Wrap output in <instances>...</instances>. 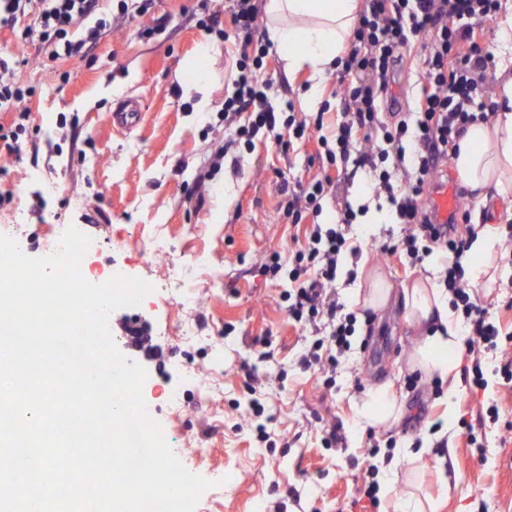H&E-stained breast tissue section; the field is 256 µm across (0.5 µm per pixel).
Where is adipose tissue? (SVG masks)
I'll list each match as a JSON object with an SVG mask.
<instances>
[{"label":"adipose tissue","instance_id":"obj_1","mask_svg":"<svg viewBox=\"0 0 512 512\" xmlns=\"http://www.w3.org/2000/svg\"><path fill=\"white\" fill-rule=\"evenodd\" d=\"M263 10L269 37L287 72L304 68L320 75L333 68L361 10L360 0H266ZM488 121L470 125L460 142L454 167L460 179L478 195L496 189L501 199L512 197V73H500ZM408 322L420 329L410 356L412 368L427 374L453 376L463 338L448 306L445 289L430 280L416 281L404 291ZM358 423L379 426L397 420L401 408L389 388L367 391L354 405Z\"/></svg>","mask_w":512,"mask_h":512}]
</instances>
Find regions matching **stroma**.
<instances>
[{
	"mask_svg": "<svg viewBox=\"0 0 512 512\" xmlns=\"http://www.w3.org/2000/svg\"><path fill=\"white\" fill-rule=\"evenodd\" d=\"M231 0H157L146 14L113 13L112 27L83 61L51 62L37 44L19 43L0 28L1 74L30 87L35 139H22L13 154L0 153V192L13 200L0 206V234L15 239L32 257L48 255L58 224H77L99 242L85 261L87 279L97 283L113 268L151 283L154 290L136 306L109 318L119 350L148 372L143 395L167 443L193 474L212 481L196 512H393L397 491L390 466L414 456L422 491L435 492L437 461L448 460L457 488L439 512H512V388L485 359V389L460 375L457 388L439 376H421L416 386L409 357L418 333L405 317L404 289L422 277L438 280L445 256L433 249L422 264L407 265L381 254L384 242L400 239L404 227L389 208H370L350 237L355 253L343 270L354 284L338 286L346 311L362 312L356 290L372 275L391 289L388 303L359 326L352 349L326 389L321 374L303 370L298 359L311 329L288 319L287 281L261 273L270 253L285 251L303 236L304 226L283 220L278 188L283 180L308 181L324 175L326 160L314 159V140L283 149L273 140L255 141L240 161L216 159L234 136L225 126L222 104L237 74L232 43L207 34L209 15L230 19ZM152 35H143V28ZM203 64L206 76L194 88L191 72ZM69 82H62L63 72ZM273 84L277 104H292L298 117L312 113L303 98L317 84L319 100L338 111L335 72L311 81L307 72L286 73L276 53L261 71ZM140 102L137 127L118 130L112 114ZM214 175L201 197L190 191L198 174ZM367 177L340 181L323 199L320 223L334 220L345 204L366 203ZM470 221L487 224L499 239L512 225V208L496 197L466 194ZM161 235L170 263L158 262L148 238ZM507 270L493 288L476 289L478 304L492 320L512 325V251L501 248ZM271 336L275 357L259 361L255 339ZM204 385H197L195 376ZM390 386L402 410L391 426L359 424L353 406L367 390ZM261 403L259 419L271 444L258 442L243 415ZM498 406L500 420L488 410ZM336 421L338 442L326 447L324 422ZM440 432H432L434 423ZM474 434L477 446L466 443ZM376 449V501L355 487L369 449ZM224 484H215L216 474Z\"/></svg>",
	"mask_w": 512,
	"mask_h": 512,
	"instance_id": "obj_1",
	"label": "stroma"
}]
</instances>
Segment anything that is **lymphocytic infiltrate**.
Wrapping results in <instances>:
<instances>
[{
    "instance_id": "obj_1",
    "label": "lymphocytic infiltrate",
    "mask_w": 512,
    "mask_h": 512,
    "mask_svg": "<svg viewBox=\"0 0 512 512\" xmlns=\"http://www.w3.org/2000/svg\"><path fill=\"white\" fill-rule=\"evenodd\" d=\"M104 2L0 0V23L15 28L23 42L37 35L49 60H83L109 25L100 15ZM500 7V0H366L350 45L336 60L342 107L329 136L323 133V114L309 122L277 109L268 83L259 80L255 68L262 65L267 50L256 38V0H233L230 29H222L214 18L206 25L220 37H232L238 53L234 91L223 105L225 123L237 126L238 143L253 145L261 134L289 143L312 130L319 134L320 154L337 174L350 167L368 174L371 197L386 199L398 223L406 227L401 239L382 245V253L401 254L414 263L422 262L434 246L446 253L442 286L453 311L463 318L472 354L497 353L501 346L512 345V332L487 318L465 281L462 258L476 234L475 225L464 214L447 224L435 223L424 193L438 169L457 154L468 126L488 118L483 98L494 59L482 46V24ZM92 15L95 25L83 37H74V27ZM25 17L31 18V25L20 26ZM417 38L424 41V53L422 82L413 104L408 111L386 113L394 73ZM30 96V88L0 81V112L13 115L10 125L0 124V151L16 150L26 131ZM334 185V176L327 175L299 190L282 186L284 218L297 225L306 216H319L322 200ZM356 219L353 207L345 206L334 222L311 225L304 244L289 256L273 252L263 265L271 279L285 276L291 281L288 317L316 333L300 365L322 370L329 388L336 384L335 372L356 332V314L345 311L336 298L339 257L352 248L349 231Z\"/></svg>"
}]
</instances>
